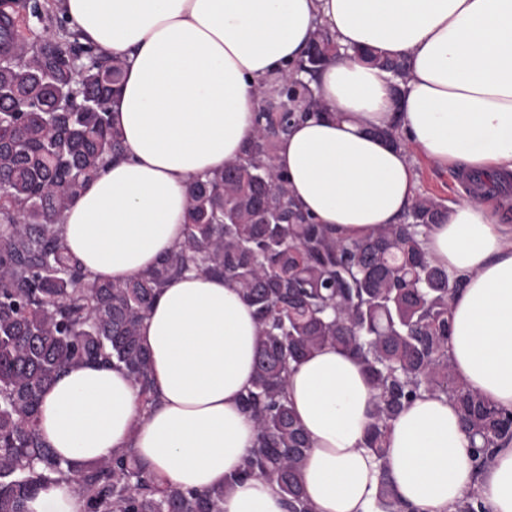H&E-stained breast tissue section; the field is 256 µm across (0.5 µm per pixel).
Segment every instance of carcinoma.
Listing matches in <instances>:
<instances>
[{
    "instance_id": "cac0c4a2",
    "label": "carcinoma",
    "mask_w": 512,
    "mask_h": 512,
    "mask_svg": "<svg viewBox=\"0 0 512 512\" xmlns=\"http://www.w3.org/2000/svg\"><path fill=\"white\" fill-rule=\"evenodd\" d=\"M29 16L51 22L56 38L0 10V512L71 479L86 512H224V493L247 479L275 486L286 512H316L302 481L310 439L288 401L294 365L325 348L356 357L373 391L364 448L377 459L399 414L423 394L456 407L475 469L512 444V409L470 390L448 353L452 294L463 286L429 258L423 240L447 203L416 198L404 221L361 239L336 237L293 200L272 164L277 143L297 119L323 110L309 85L281 77L278 105L257 112L240 161L205 175L189 191L185 237L141 277L111 282L87 275L65 250L59 219L109 157L123 151L110 101L124 63L83 45L63 17L26 0ZM324 33L297 69L309 74L333 56ZM189 272L222 277L253 308L257 352L241 403L255 443L222 487L185 489L157 478L131 450L75 470L42 440L38 407L66 368L102 363L127 371L144 410L156 401L141 322L161 289ZM381 512H405L387 475ZM456 512H488L478 488Z\"/></svg>"
}]
</instances>
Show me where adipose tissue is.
I'll return each instance as SVG.
<instances>
[{
  "instance_id": "1",
  "label": "adipose tissue",
  "mask_w": 512,
  "mask_h": 512,
  "mask_svg": "<svg viewBox=\"0 0 512 512\" xmlns=\"http://www.w3.org/2000/svg\"><path fill=\"white\" fill-rule=\"evenodd\" d=\"M102 54L124 61L112 123L124 155L107 163L60 219L67 252L92 277L127 281L185 236L190 187L242 158L258 92L305 59L317 29L339 54L311 83L323 114L296 123L274 165L295 202L344 238L400 223L417 196L418 153L444 170L512 171V0H50ZM404 61L394 77L360 58ZM398 123L405 145L376 129ZM465 286L453 297L448 351L457 375L512 408V225L485 203L448 205L425 239ZM157 406L144 412L126 372L83 364L46 390L39 433L88 464L131 448L174 485L223 486L252 449L241 397L256 353L253 310L230 282L189 273L169 282L140 327ZM288 399L310 436L304 487L318 512H379L388 474L414 512H455L478 487L488 512H512V445L474 478L456 408L424 395L393 423L384 462L363 448L372 390L363 365L325 348L292 370ZM29 512H85L70 480ZM224 512H284L275 487L235 484Z\"/></svg>"
}]
</instances>
